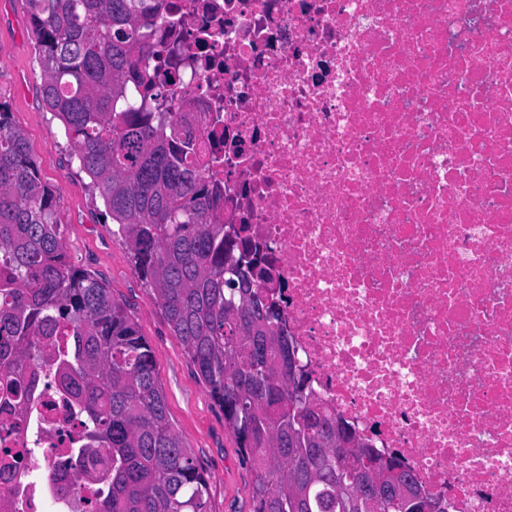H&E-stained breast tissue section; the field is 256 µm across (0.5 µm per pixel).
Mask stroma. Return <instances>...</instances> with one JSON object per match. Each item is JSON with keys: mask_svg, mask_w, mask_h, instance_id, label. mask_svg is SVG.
I'll return each mask as SVG.
<instances>
[{"mask_svg": "<svg viewBox=\"0 0 512 512\" xmlns=\"http://www.w3.org/2000/svg\"><path fill=\"white\" fill-rule=\"evenodd\" d=\"M42 71L23 0H0V101L27 138L40 177L55 193L68 260L110 289L150 343L169 417L210 483L209 512H250L252 473L223 411L211 399L149 287L132 264L118 227L80 168L61 121L44 105Z\"/></svg>", "mask_w": 512, "mask_h": 512, "instance_id": "1", "label": "stroma"}]
</instances>
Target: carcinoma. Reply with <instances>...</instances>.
<instances>
[{
  "label": "carcinoma",
  "mask_w": 512,
  "mask_h": 512,
  "mask_svg": "<svg viewBox=\"0 0 512 512\" xmlns=\"http://www.w3.org/2000/svg\"><path fill=\"white\" fill-rule=\"evenodd\" d=\"M25 2L43 101L224 411L253 472L252 512H364L336 499V475L357 485L378 453L319 444L354 432L289 377L290 339L255 281L257 249L217 222L218 187L195 164V139L145 80L147 0ZM59 227L54 191L0 102V409L29 412L27 368L45 355L83 417L84 459L109 466L97 512H208L209 479L170 421L151 345L126 306L68 262ZM308 405L317 432L301 425ZM0 454L7 469L25 459L5 436Z\"/></svg>",
  "instance_id": "obj_1"
}]
</instances>
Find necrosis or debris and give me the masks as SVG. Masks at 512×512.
I'll return each instance as SVG.
<instances>
[{
  "label": "necrosis or debris",
  "mask_w": 512,
  "mask_h": 512,
  "mask_svg": "<svg viewBox=\"0 0 512 512\" xmlns=\"http://www.w3.org/2000/svg\"><path fill=\"white\" fill-rule=\"evenodd\" d=\"M165 2L148 76L270 260L315 400L453 512H512V0ZM51 375L0 410L31 447L0 512L107 491Z\"/></svg>",
  "instance_id": "1"
}]
</instances>
